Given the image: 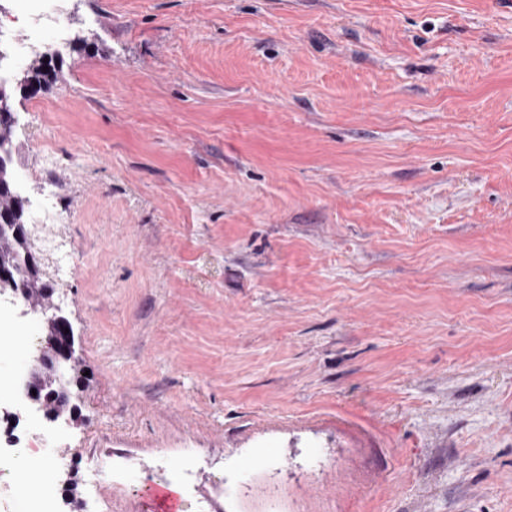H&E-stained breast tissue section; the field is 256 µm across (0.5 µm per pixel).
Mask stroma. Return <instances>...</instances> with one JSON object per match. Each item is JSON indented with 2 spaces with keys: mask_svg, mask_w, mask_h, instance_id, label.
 <instances>
[{
  "mask_svg": "<svg viewBox=\"0 0 512 512\" xmlns=\"http://www.w3.org/2000/svg\"><path fill=\"white\" fill-rule=\"evenodd\" d=\"M15 93L26 221L90 373L77 501L512 512V0H68ZM132 464L88 489L89 466ZM232 466L235 492L217 478ZM54 54L43 53L36 55L35 61L39 62V65H32L28 68L16 82V86L19 90L27 96H35L38 92L44 90L49 82L55 77V67L52 66L54 60ZM48 57L46 62L43 59Z\"/></svg>",
  "mask_w": 512,
  "mask_h": 512,
  "instance_id": "1",
  "label": "stroma"
}]
</instances>
